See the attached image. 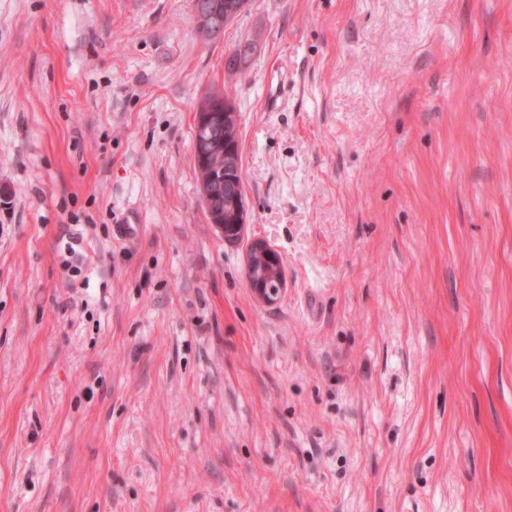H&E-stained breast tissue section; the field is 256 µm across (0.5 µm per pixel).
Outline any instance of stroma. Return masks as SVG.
Here are the masks:
<instances>
[{"label": "stroma", "mask_w": 512, "mask_h": 512, "mask_svg": "<svg viewBox=\"0 0 512 512\" xmlns=\"http://www.w3.org/2000/svg\"><path fill=\"white\" fill-rule=\"evenodd\" d=\"M0 512H512V0H0ZM213 0H193V9L195 16L198 20L199 14L209 11L211 9ZM214 8L211 13L205 17V21L209 24L210 18H219L220 15L224 14V25L218 26L217 31L214 35L208 33L204 34L202 29L199 28V32L208 40H217L224 34V28L229 25L232 20L248 5L246 0H216L214 2ZM199 12V13H198ZM221 96L223 97V104L221 106V110L224 111L223 114H221V117H223L224 120V128H216L215 124L212 121V118L208 119V121L205 123V126L210 127L212 132L218 136L221 134L224 135L223 153L225 158V156H227V153L228 156L234 155L235 152L240 153L238 117L233 105L229 103V100L227 98H225V103H228L229 112L225 111L224 95L219 92H210L201 99L202 101L198 106V120L200 121V123H202L203 118H205L204 115H201L204 106L213 100L219 99ZM224 158L222 157L219 160L222 167H224V163L230 162L229 160H226ZM233 177L235 179L234 182H225V186L223 182L220 193L211 199V210L213 213H220L221 218L224 220V223L215 225L224 234V240L228 243L231 242L227 239V224H232L235 230L234 235L237 239H241L245 234L247 216L245 197L238 195L240 191L243 193L242 178H239L237 175H234ZM231 193L236 194L232 196L228 206L233 209L237 216V224H234L235 215L232 210L225 206V198L229 197V194ZM246 275L254 296L263 304H274L286 289L282 258L265 241L254 240L250 243ZM271 283H275L277 288H272Z\"/></svg>", "instance_id": "stroma-1"}]
</instances>
